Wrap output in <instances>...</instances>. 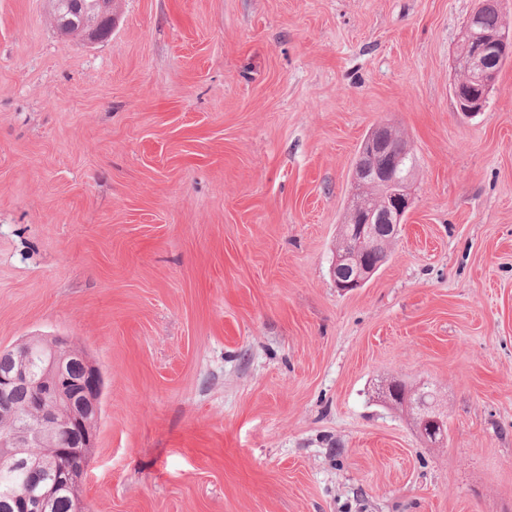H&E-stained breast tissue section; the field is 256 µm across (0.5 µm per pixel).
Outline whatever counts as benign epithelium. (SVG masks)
I'll use <instances>...</instances> for the list:
<instances>
[{
  "instance_id": "1",
  "label": "benign epithelium",
  "mask_w": 512,
  "mask_h": 512,
  "mask_svg": "<svg viewBox=\"0 0 512 512\" xmlns=\"http://www.w3.org/2000/svg\"><path fill=\"white\" fill-rule=\"evenodd\" d=\"M115 0H95V9L86 8L85 0H52L51 22L65 38L96 41L110 35L116 23ZM505 0H481L464 22L461 41L453 59L451 92L458 111L473 117L487 107L491 91L499 82L500 68L493 63L512 57V38L506 32L478 31L482 10L504 11ZM395 130L380 123L374 125L360 147L354 189L347 206V221L340 231V246L332 264L336 288L343 292L363 287L384 262L387 249L383 241L399 235L412 206V177H400L406 156L394 145ZM371 188L384 190L382 197L365 196ZM21 357L37 356L42 373L33 380L19 370L0 375V389L25 387L30 399L23 405L0 409V414L14 418L25 413L35 418V427L26 424L0 426V446L29 448L45 442L55 449L52 468L55 478L45 477L47 463L40 458L24 460L29 481L39 489L36 497L14 494L26 512H42L44 506L65 486L75 500H80L85 467L69 461L78 448L95 447L94 421L100 413L101 372L81 349L63 336L51 339L31 337L10 350H0ZM420 434L433 444L447 440V419L426 415L419 410L416 419Z\"/></svg>"
}]
</instances>
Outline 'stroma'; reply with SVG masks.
Wrapping results in <instances>:
<instances>
[{"mask_svg": "<svg viewBox=\"0 0 512 512\" xmlns=\"http://www.w3.org/2000/svg\"><path fill=\"white\" fill-rule=\"evenodd\" d=\"M477 0H0V349L103 376L87 512H512V60L450 92ZM418 158L388 261L330 267L357 150ZM445 402L448 439L385 402ZM92 2L96 9L86 8ZM52 0L51 22L65 38L96 41L110 35L116 23L115 0Z\"/></svg>", "mask_w": 512, "mask_h": 512, "instance_id": "stroma-1", "label": "stroma"}]
</instances>
